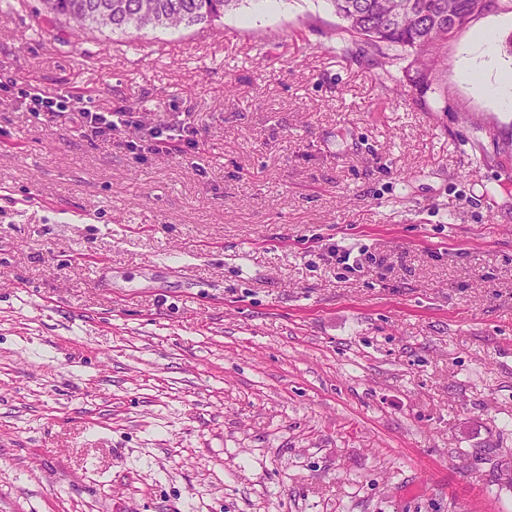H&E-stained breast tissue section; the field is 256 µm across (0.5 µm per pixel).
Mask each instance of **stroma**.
Instances as JSON below:
<instances>
[{
  "label": "stroma",
  "instance_id": "35a3bbf8",
  "mask_svg": "<svg viewBox=\"0 0 512 512\" xmlns=\"http://www.w3.org/2000/svg\"><path fill=\"white\" fill-rule=\"evenodd\" d=\"M0 14V512H512V156L338 51L328 0L75 41ZM188 112L145 154L20 107ZM361 253V270L330 249ZM24 94L30 98L33 104V112H66L68 106L65 103L71 104L73 100L68 94L62 95L58 93L47 92L39 87L32 86L29 90L24 91Z\"/></svg>",
  "mask_w": 512,
  "mask_h": 512
}]
</instances>
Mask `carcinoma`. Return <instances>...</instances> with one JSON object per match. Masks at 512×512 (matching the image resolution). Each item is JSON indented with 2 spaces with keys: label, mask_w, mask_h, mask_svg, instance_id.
<instances>
[{
  "label": "carcinoma",
  "mask_w": 512,
  "mask_h": 512,
  "mask_svg": "<svg viewBox=\"0 0 512 512\" xmlns=\"http://www.w3.org/2000/svg\"><path fill=\"white\" fill-rule=\"evenodd\" d=\"M47 12L61 17L71 35L82 39L90 30L108 29L129 34L156 28H177L207 23L224 16L239 0H42ZM343 21L347 36L340 51L344 57L360 56L391 76L401 72L398 82L411 90L410 100L427 112L448 111V88L443 61L448 41L473 20L496 10L512 12V0H404L403 11L390 14L386 0H328ZM444 106H439V103ZM462 122L483 133L494 145L486 149L482 140L474 144L479 162L493 165L512 153V142L500 143L495 131L468 114Z\"/></svg>",
  "instance_id": "carcinoma-1"
}]
</instances>
